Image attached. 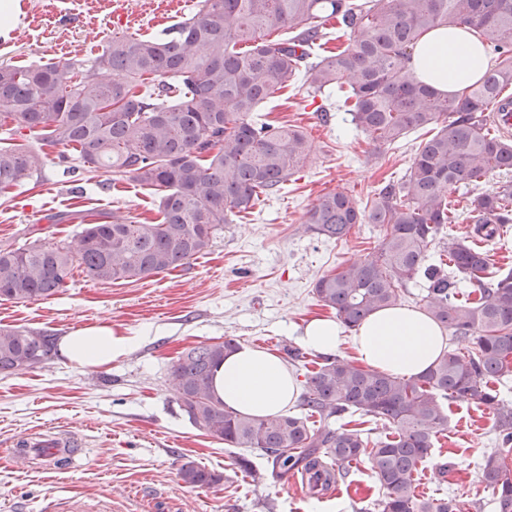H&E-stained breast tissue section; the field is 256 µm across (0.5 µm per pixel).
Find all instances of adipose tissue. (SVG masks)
I'll use <instances>...</instances> for the list:
<instances>
[{
	"label": "adipose tissue",
	"instance_id": "obj_1",
	"mask_svg": "<svg viewBox=\"0 0 512 512\" xmlns=\"http://www.w3.org/2000/svg\"><path fill=\"white\" fill-rule=\"evenodd\" d=\"M487 58L466 28H437L424 35L412 59L419 79L445 94L458 93L484 73ZM132 345L107 325L62 336L59 351L81 367H102ZM356 360L365 367L405 377L428 368L447 350L448 341L423 311L403 306L378 310L352 337ZM217 396L250 416L280 412L296 403L300 386L277 355L250 346L226 354L214 379Z\"/></svg>",
	"mask_w": 512,
	"mask_h": 512
}]
</instances>
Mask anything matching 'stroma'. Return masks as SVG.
Here are the masks:
<instances>
[{
    "label": "stroma",
    "mask_w": 512,
    "mask_h": 512,
    "mask_svg": "<svg viewBox=\"0 0 512 512\" xmlns=\"http://www.w3.org/2000/svg\"><path fill=\"white\" fill-rule=\"evenodd\" d=\"M16 22L0 34V64L86 59L112 39L121 13L133 34L150 37L199 8V0H14ZM263 112L268 121L298 125L312 154L305 167L253 214L225 225L209 251L172 272L133 283H101L74 270L66 288L46 300L0 301V328L53 337L107 324L133 340L111 364L79 368L56 354L45 363L0 374V512H380L384 496L372 463H352L346 478L321 495L302 477L265 478L267 463L250 454L241 472L229 448L189 422L171 375L190 347L227 339L286 357L302 346L307 322L331 316L314 294L318 278L362 260L380 231L358 224L347 238L307 230L306 213L326 190L364 200L389 177H401L431 129L373 146L335 99L280 92ZM40 177L0 197V249L29 244L76 246L84 216L104 220L156 217L159 195L124 173L87 171L73 153L47 150ZM448 198L456 223L444 231L489 252L494 266L512 267V224L495 238L474 235L460 192ZM448 427L419 475L417 492L453 497L463 512H497L480 464L498 447L491 415L472 403H448ZM45 430L74 431L83 444L72 466L34 459L15 465L13 445ZM192 461L221 473V483L192 487L179 474ZM447 474H440V467Z\"/></svg>",
    "instance_id": "1"
}]
</instances>
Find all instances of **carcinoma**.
Returning <instances> with one entry per match:
<instances>
[{
  "label": "carcinoma",
  "instance_id": "cac0c4a2",
  "mask_svg": "<svg viewBox=\"0 0 512 512\" xmlns=\"http://www.w3.org/2000/svg\"><path fill=\"white\" fill-rule=\"evenodd\" d=\"M191 17L151 39L114 37L88 60L0 66V194L42 173L46 156L30 141L73 151L91 172L131 175L160 196L156 222L91 218L76 249L33 244L0 250V300L47 299L79 267L93 280L131 282L168 272L210 249L224 225L248 214L303 168L306 133L258 117L283 89L308 86L336 96L354 129L375 144H395L414 129L438 126L407 172L363 204L343 190L318 197L307 230L342 239L356 224L383 232L368 258L321 276L318 302L349 331L375 311L397 305L423 282L426 313L467 351H446L424 374L404 378L321 356L306 376L298 414L246 416L213 389L214 368L236 342L201 344L173 366L179 406L194 426L230 448L271 461L270 477L296 470L314 489L371 460L385 497L381 512H461L456 499L419 498V466L431 455L448 416L444 400L471 401L492 415L500 448L484 457L483 482L498 512H512V402L494 384L512 377V270L490 272L488 252L455 238L446 193L496 170L512 171V142L496 129L490 106L512 87V0H201ZM336 37H330L329 25ZM466 26L493 54L481 78L445 95L410 66L423 35ZM348 37L346 48L331 40ZM478 233L493 238L512 224V179L467 197ZM439 254L430 256L434 243ZM479 288L473 302L461 289ZM53 338L25 329L0 331V373L51 358ZM357 415L391 433L372 439L344 423L309 419ZM193 487L220 483L192 461L181 467Z\"/></svg>",
  "mask_w": 512,
  "mask_h": 512
}]
</instances>
